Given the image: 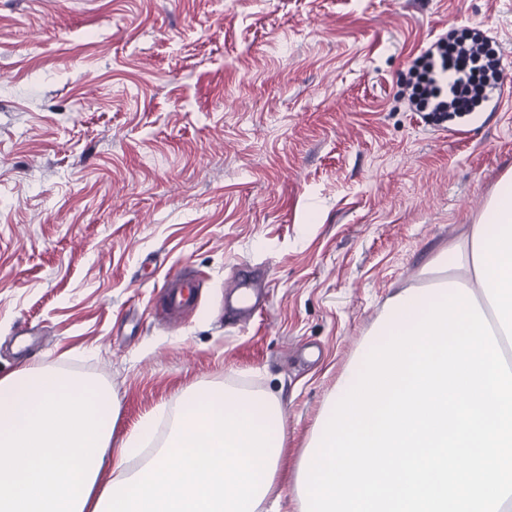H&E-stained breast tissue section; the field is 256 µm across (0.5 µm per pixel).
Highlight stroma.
Masks as SVG:
<instances>
[{
    "label": "stroma",
    "mask_w": 512,
    "mask_h": 512,
    "mask_svg": "<svg viewBox=\"0 0 512 512\" xmlns=\"http://www.w3.org/2000/svg\"><path fill=\"white\" fill-rule=\"evenodd\" d=\"M481 27L512 74V0H0V375L110 383L120 444L182 392L279 395L292 479L387 299L512 170V102L436 121L412 59ZM196 307L157 310L165 272ZM261 267L248 324L224 313ZM200 282L182 266L171 267L162 285L165 311L172 316L193 308L198 299Z\"/></svg>",
    "instance_id": "1"
}]
</instances>
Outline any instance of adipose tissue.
Instances as JSON below:
<instances>
[{"label": "adipose tissue", "mask_w": 512, "mask_h": 512, "mask_svg": "<svg viewBox=\"0 0 512 512\" xmlns=\"http://www.w3.org/2000/svg\"><path fill=\"white\" fill-rule=\"evenodd\" d=\"M430 282L393 294L336 382H357L362 356L390 332L412 329L430 303L463 288L475 295L512 367V175L502 178L466 233L423 269ZM168 442L122 474L151 432L142 421L112 449L117 402L104 383L50 366L0 377V512H263L280 496L285 425L273 395L245 389L182 393ZM120 475L98 489L105 465Z\"/></svg>", "instance_id": "adipose-tissue-1"}]
</instances>
